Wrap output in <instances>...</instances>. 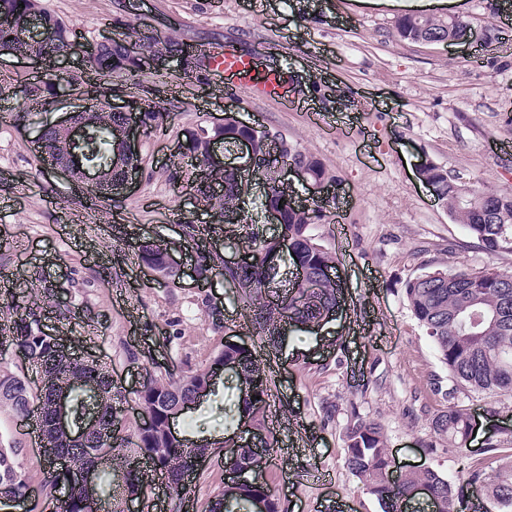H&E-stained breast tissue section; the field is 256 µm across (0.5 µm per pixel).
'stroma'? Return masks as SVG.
<instances>
[{
	"label": "stroma",
	"instance_id": "1",
	"mask_svg": "<svg viewBox=\"0 0 512 512\" xmlns=\"http://www.w3.org/2000/svg\"><path fill=\"white\" fill-rule=\"evenodd\" d=\"M505 0H462L424 15H455L473 37L460 44L400 39L403 9L363 0H39L84 41L113 31H156L190 44L262 56L288 74L294 107L226 92L211 72L184 77L182 61L99 79V92L128 99L175 101L161 127L140 141L142 177L107 201L73 188L40 169L32 140L41 126L63 117L62 104L24 107V87L49 82L50 72L0 55V75L12 89L0 93V376L26 374L11 345L12 315L2 304L26 293L49 329L73 334L77 352L94 357L113 384L129 390L141 365L158 375L207 370L225 341L240 337L246 314L235 289L215 278L212 294L224 305V329L213 331L197 289L148 280L139 266L140 243L174 244L186 267L197 263L183 225L169 223L182 208L192 168L179 154L188 131L212 129L224 107L236 103L240 120L278 129L317 158L336 178L335 197L311 232L337 255L344 306L316 333L287 334L270 347L258 332L245 337L265 367L277 406L272 437L282 464L265 481L284 512H381L345 464L344 433L354 415L381 422L390 454L402 466L429 467L455 480L464 464L497 469L512 455V395L453 391L426 331L413 318L403 283L425 270L493 265L512 272V247L488 254L454 222L420 180L431 161L475 189L512 196V14ZM245 224H217L205 207L216 266L241 257L254 239L277 236L260 189L245 203ZM80 223H67L69 214ZM75 309L67 317L65 309ZM458 404L474 412L478 431L468 453L434 434V416ZM499 450H485L486 437ZM0 441L23 448L30 485L42 481L45 462L29 450L25 423L0 406ZM222 457H212L185 496L205 512L224 489Z\"/></svg>",
	"mask_w": 512,
	"mask_h": 512
}]
</instances>
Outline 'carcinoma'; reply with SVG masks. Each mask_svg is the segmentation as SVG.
<instances>
[{
	"label": "carcinoma",
	"instance_id": "carcinoma-1",
	"mask_svg": "<svg viewBox=\"0 0 512 512\" xmlns=\"http://www.w3.org/2000/svg\"><path fill=\"white\" fill-rule=\"evenodd\" d=\"M30 4L31 0H0V28L8 24L9 17L26 13ZM396 32L404 40L430 43L466 36L465 29L458 24L450 28L444 19L423 15L401 17L397 21ZM151 45H161L194 66L201 65L199 59L190 55L191 47L174 37L157 33L128 35L102 47L94 73L133 72L139 67V53ZM163 119L161 106L155 102L147 103V112L142 118L145 127H156ZM123 121L124 117L114 112L112 120L103 121L97 130L93 161L106 170L110 168L115 153L112 127L121 125ZM239 137L259 139L261 133L238 124L229 115L225 116L224 142H232ZM276 151L278 157L274 161L286 159L307 168L323 180H333L317 159L289 141H281ZM423 165L425 175L435 188L436 198L448 210V216L464 225L489 254L512 245V197L470 189L433 162L427 160ZM192 175L189 188L202 196L204 204L218 202L226 211L237 210L240 196L236 170L224 169L217 182L221 187L219 193L208 184V176L202 171L196 169ZM264 205L281 206L282 229L293 246V250L288 252L289 263L293 266L300 264L311 273L307 281L288 293V318L300 323L318 320L336 303V284L324 275V269L333 267L335 258L310 232V225L321 220L325 203L314 202L306 209L296 210L285 204V192L272 187L265 195ZM183 226L196 251L199 271L213 273L211 251L206 239L196 234L191 214H186ZM274 247L272 242L260 243L254 249L251 264L230 272L231 277L241 283L249 322L270 344L279 333L281 311L279 306L264 301L258 284L264 275L266 254ZM137 252L144 264L164 265L159 244L143 242L137 246ZM403 290L413 317L426 330L440 362L457 386L475 392L512 393L511 273L489 266L434 269L407 279ZM12 312V342L17 349L16 356L22 363L36 366L51 386L36 392L23 378L4 375L0 377V405H8L22 416L29 405L42 402L41 423L47 443L45 461L53 463L72 457L91 463L89 449L96 447L104 438H115L118 432L120 415L116 404L121 400L120 392L110 383L102 368L75 357L64 346L43 336L39 329L40 313L36 309L15 302ZM224 359L237 365V427L259 425L268 429V378L265 368L252 351L226 348ZM204 379L206 376L197 371L177 380L153 375L144 392L138 395L154 420V428L138 433L140 456L123 458V482L128 495L142 496L139 458L143 457L162 472L175 494L171 512L184 510V475L189 471L192 459L205 453L207 446L174 443L167 432V413L173 404L192 398ZM57 383L68 385L73 401L78 405H92V410L100 417V431L89 434L81 444L75 442L66 430L52 424V385ZM253 395L256 396L254 400L251 399ZM470 420L468 409L450 404L447 410L433 418L432 429L435 434L448 438V446L460 449L469 436ZM345 443L347 468L377 499L381 512H402V502L409 499L413 489L420 484H427L433 489L437 498L434 512H456L458 499L454 484L437 471L411 469L403 471L396 479L389 477V451L383 427L376 419L354 416L346 427ZM21 454L22 449L15 446H0V497L21 498L28 492L29 483L19 463ZM457 481L471 486L477 497L493 503L498 512H512L511 459L490 474L476 467L462 471ZM60 485L68 488L67 495L60 500V512H112V482H102L101 497L97 499L81 492L73 472H57L51 488ZM224 498L234 501L239 509L255 504L258 499H266L268 512H278L277 499L260 472H249L245 480L224 486Z\"/></svg>",
	"mask_w": 512,
	"mask_h": 512
}]
</instances>
